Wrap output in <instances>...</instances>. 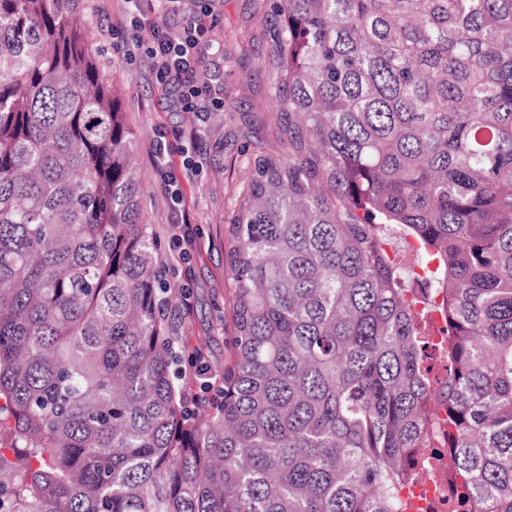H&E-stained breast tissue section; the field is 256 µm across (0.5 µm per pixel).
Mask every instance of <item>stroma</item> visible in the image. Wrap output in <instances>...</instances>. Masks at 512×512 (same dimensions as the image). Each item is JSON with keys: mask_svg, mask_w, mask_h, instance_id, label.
<instances>
[{"mask_svg": "<svg viewBox=\"0 0 512 512\" xmlns=\"http://www.w3.org/2000/svg\"><path fill=\"white\" fill-rule=\"evenodd\" d=\"M85 36L98 51V61L122 92L123 108L135 133L133 163L142 184V207L156 233L167 275L188 285L190 311L173 309L170 319L187 347L203 346L217 380L214 364L223 362L230 335L224 327L229 290L224 257V228L234 214L244 179L245 152L273 139L276 105L270 94L260 19L266 0H180L185 16H201L211 36L195 53L194 81L203 90H218L221 105L197 120L182 111L179 92L156 84L148 61L130 56L134 5L127 0H81ZM195 126L199 148L194 155L199 174L183 184L192 213L191 244L180 252L173 241L171 204L152 164L153 146L162 134Z\"/></svg>", "mask_w": 512, "mask_h": 512, "instance_id": "obj_1", "label": "stroma"}]
</instances>
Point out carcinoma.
Instances as JSON below:
<instances>
[{
    "mask_svg": "<svg viewBox=\"0 0 512 512\" xmlns=\"http://www.w3.org/2000/svg\"><path fill=\"white\" fill-rule=\"evenodd\" d=\"M262 31L207 398L80 0H0V512H404L439 414L448 512H512V0H269Z\"/></svg>",
    "mask_w": 512,
    "mask_h": 512,
    "instance_id": "cac0c4a2",
    "label": "carcinoma"
}]
</instances>
